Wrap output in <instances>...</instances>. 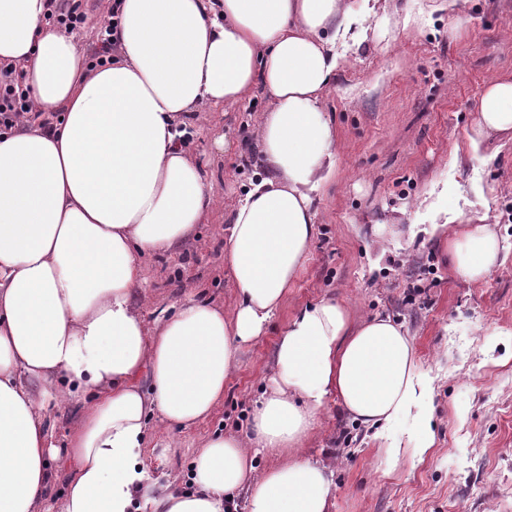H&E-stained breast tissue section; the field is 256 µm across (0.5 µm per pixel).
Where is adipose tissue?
<instances>
[{"label":"adipose tissue","mask_w":512,"mask_h":512,"mask_svg":"<svg viewBox=\"0 0 512 512\" xmlns=\"http://www.w3.org/2000/svg\"><path fill=\"white\" fill-rule=\"evenodd\" d=\"M376 0H122L110 64L89 68L47 28V0H0V62L23 70L48 130L0 135V512H49L50 404L88 398L66 441L58 512H331L334 470L296 456L328 399L379 439L388 466L435 442V378L391 319L353 323L333 299L299 309L242 441L211 436L181 488L143 462L148 424L188 428L224 398L240 346L266 332L316 236L336 133L323 94ZM262 86L261 168L230 214L232 313L186 298L147 327L134 300L140 256L180 244L214 191L181 145L200 107ZM512 140V80L486 81L468 143ZM454 272L500 265L489 216L445 217ZM147 374L149 388L138 382ZM262 451L282 464L256 475Z\"/></svg>","instance_id":"1"}]
</instances>
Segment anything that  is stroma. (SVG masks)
<instances>
[{
	"label": "stroma",
	"instance_id": "obj_1",
	"mask_svg": "<svg viewBox=\"0 0 512 512\" xmlns=\"http://www.w3.org/2000/svg\"><path fill=\"white\" fill-rule=\"evenodd\" d=\"M337 50L344 61L324 95L336 167L315 201L308 257L265 335L238 351L223 403L186 431L152 421L144 458L167 454L152 475L180 484L208 435L247 438L277 337L298 309L333 298L354 320L383 315L408 331L436 378V445L384 471L379 441L329 400L299 453L331 463L332 512H512V140L488 141L476 159L466 150L485 82L512 77V0H457L447 12L400 0L389 28L367 22ZM269 106L258 87L192 118L189 153L215 201L185 241L142 259L135 302L146 323L189 296L232 313L224 239L255 173L244 137ZM486 205L504 260L473 284L451 269L433 221Z\"/></svg>",
	"mask_w": 512,
	"mask_h": 512
}]
</instances>
